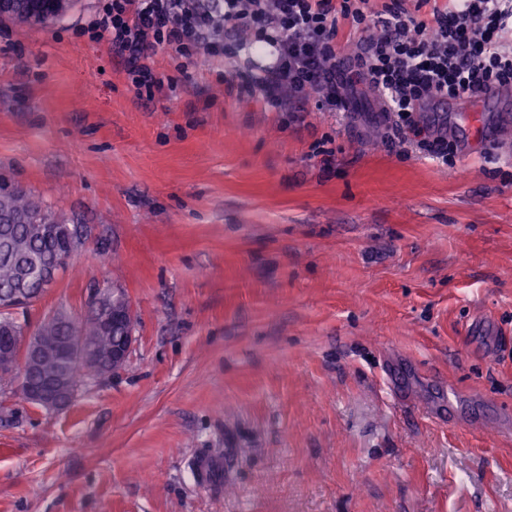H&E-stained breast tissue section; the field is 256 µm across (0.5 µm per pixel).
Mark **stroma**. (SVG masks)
I'll return each mask as SVG.
<instances>
[{"label": "stroma", "mask_w": 512, "mask_h": 512, "mask_svg": "<svg viewBox=\"0 0 512 512\" xmlns=\"http://www.w3.org/2000/svg\"><path fill=\"white\" fill-rule=\"evenodd\" d=\"M93 6L0 23V172L89 230L30 327L113 286L135 342L61 412L0 386V512H512V91L427 107L445 164L359 83L294 124L161 51L138 94Z\"/></svg>", "instance_id": "1"}]
</instances>
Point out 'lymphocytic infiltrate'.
Returning <instances> with one entry per match:
<instances>
[{"instance_id":"1","label":"lymphocytic infiltrate","mask_w":512,"mask_h":512,"mask_svg":"<svg viewBox=\"0 0 512 512\" xmlns=\"http://www.w3.org/2000/svg\"><path fill=\"white\" fill-rule=\"evenodd\" d=\"M369 0H98L82 32L109 46L140 90L162 85L151 65L158 51L181 68L207 55L223 65L245 47L263 43L273 60L262 73L225 74V90L260 98L277 112H344L346 92L365 84L380 99L379 117L423 153L450 162L448 137L421 124L431 102L485 95L512 87V53L498 34L512 26V0H450L431 19L411 15L404 0L375 14ZM358 35L349 58L338 48L339 24Z\"/></svg>"}]
</instances>
